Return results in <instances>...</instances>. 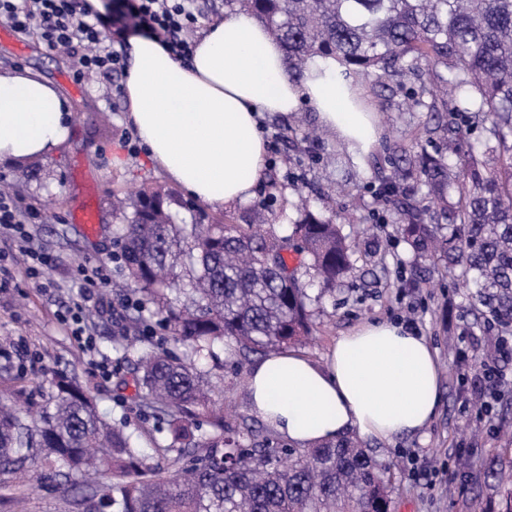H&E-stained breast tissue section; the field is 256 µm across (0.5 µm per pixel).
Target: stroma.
<instances>
[{
	"mask_svg": "<svg viewBox=\"0 0 512 512\" xmlns=\"http://www.w3.org/2000/svg\"><path fill=\"white\" fill-rule=\"evenodd\" d=\"M21 41L20 51L0 43V73L28 68L47 77L67 99L72 123L69 141L48 156L0 163L5 189L20 206L46 216L32 228L33 247L57 259L50 286L35 287L24 275L28 258L18 239L0 233V399L14 404L26 419L38 418L54 392V373H71L90 389L106 421L126 424L151 462L172 463V456L163 452L169 443L166 432L136 396L133 374L139 353L131 344L141 327L133 322L124 295L112 287L124 275L114 260L120 252L115 234L120 219L112 212V197L145 185L176 196L181 190L145 152L130 151L127 140L135 131L127 117L122 73L108 80L91 76L78 81L69 53L49 50L32 33ZM360 88L381 130L377 150L364 162L340 173L328 160L332 151L347 152L346 143L327 131L320 141L304 142L305 130L317 125L311 107L264 114L266 139L276 150L268 155L254 198L207 215L218 224H266L282 235L300 219L296 203L303 195L322 216L341 220L351 214L344 232L377 226V234L356 245L355 269L334 291L323 295L318 285H311L310 295L319 298L313 306L316 327L299 349L323 365L337 338L363 323L414 322L437 358V413L418 431L392 442L362 437L358 443L392 467L391 512H500L504 487L494 472L512 463V361H498L506 382L498 387L491 412L480 413L467 376L495 337L476 322L457 272L415 260L371 192L390 172V148L410 143L423 126L434 125V114L406 109L404 90L381 89L365 79ZM86 200L97 215L92 236L73 221L74 210ZM100 262L109 264L112 284L99 290L86 317L94 341L89 353L57 314L77 296L75 267ZM218 356L219 366L209 367L207 375L216 405L229 406L237 428L259 431L271 447H288L287 439L248 408L247 377L258 355L243 359L229 345L219 348ZM95 359L118 366V373L102 377L91 365ZM84 490L80 478L65 484L43 467L0 472V512H84Z\"/></svg>",
	"mask_w": 512,
	"mask_h": 512,
	"instance_id": "35a3bbf8",
	"label": "stroma"
}]
</instances>
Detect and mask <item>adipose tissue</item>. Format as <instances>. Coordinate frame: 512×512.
Segmentation results:
<instances>
[{
	"instance_id": "ef3b65f1",
	"label": "adipose tissue",
	"mask_w": 512,
	"mask_h": 512,
	"mask_svg": "<svg viewBox=\"0 0 512 512\" xmlns=\"http://www.w3.org/2000/svg\"><path fill=\"white\" fill-rule=\"evenodd\" d=\"M129 117L150 158L188 195L211 207L251 199L265 167V112L309 105L357 156L378 145V120L332 57L288 73L283 47L251 15L209 24L182 61L154 37L128 38ZM69 106L29 70L0 73V163L34 160L70 136ZM437 360L425 337L369 322L334 345L321 366L296 350L257 362L251 411L293 444L335 442L349 430L383 441L422 428L438 404Z\"/></svg>"
}]
</instances>
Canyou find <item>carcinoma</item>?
<instances>
[{
  "mask_svg": "<svg viewBox=\"0 0 512 512\" xmlns=\"http://www.w3.org/2000/svg\"><path fill=\"white\" fill-rule=\"evenodd\" d=\"M279 40L300 73L318 56L383 89L409 78L414 105L458 91L450 113L463 123L448 152L419 137L397 145L393 175L373 189L395 210L397 232L419 257L459 270L475 315L512 335V0H233ZM484 141L465 142L462 127ZM171 193L118 199L125 291L142 295L158 325L185 351L145 343L135 378L143 403L166 426L174 464L149 462L123 424H109L90 393L59 372L53 405L28 425L0 404V470L20 471L43 452L50 468L84 478L89 512H390L389 468L344 437L305 448H244L212 409L202 361L232 338L243 353H278L311 335L308 294L283 252L296 251L329 290L353 269L340 225L302 208L292 235L259 224H175ZM181 272H175L176 267ZM211 432L195 436L198 415ZM110 474L112 482L97 476Z\"/></svg>",
  "mask_w": 512,
  "mask_h": 512,
  "instance_id": "carcinoma-1",
  "label": "carcinoma"
}]
</instances>
